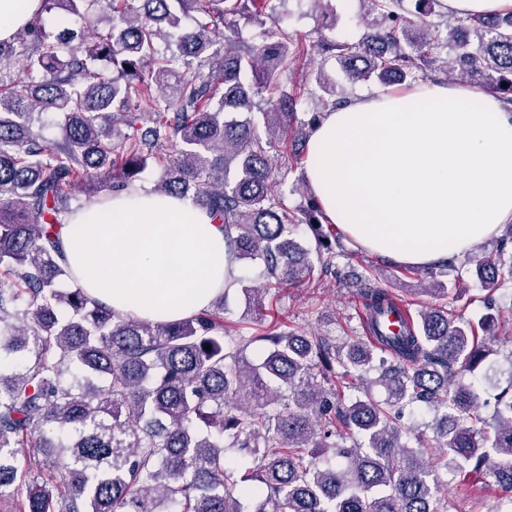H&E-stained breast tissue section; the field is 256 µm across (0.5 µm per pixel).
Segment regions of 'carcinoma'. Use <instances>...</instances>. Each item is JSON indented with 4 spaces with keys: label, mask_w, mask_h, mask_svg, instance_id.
Here are the masks:
<instances>
[{
    "label": "carcinoma",
    "mask_w": 512,
    "mask_h": 512,
    "mask_svg": "<svg viewBox=\"0 0 512 512\" xmlns=\"http://www.w3.org/2000/svg\"><path fill=\"white\" fill-rule=\"evenodd\" d=\"M41 13L0 41V499L15 512H448L427 459L454 473L492 474L512 494V394L496 399L492 430L477 426L479 397L464 381L490 354L469 323L423 305L396 332L382 317L397 297L366 284L365 326L376 342L335 347L272 324L255 363L224 338L220 294L183 320L154 324L112 310L61 262L67 190L129 189L155 142L179 141L156 191L192 198L224 225L239 261L261 263L275 286L310 279V251L291 237L273 160L250 112L259 98L267 143L288 144L295 97L281 73L305 52L284 30L258 46L213 36L229 17L254 20L271 0H41ZM363 0L368 32L355 44L320 40L352 81L383 87L420 72L476 81L512 107V13L458 21L442 58L426 6ZM93 17L91 35L49 32L42 14ZM164 44V49L157 48ZM508 87H502V84ZM160 92L145 132L139 103ZM57 113L63 137L37 130ZM312 202L306 223L328 264L332 242ZM512 224L495 254L475 259L487 300L512 280ZM210 349H204V346ZM378 372L384 402L336 400V366ZM410 406L434 413L430 438L399 424ZM350 444L333 440L334 428ZM253 466H224V439ZM33 457L43 473L25 467Z\"/></svg>",
    "instance_id": "carcinoma-1"
}]
</instances>
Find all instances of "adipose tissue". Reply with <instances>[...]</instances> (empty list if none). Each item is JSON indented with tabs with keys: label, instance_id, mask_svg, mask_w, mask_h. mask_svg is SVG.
Segmentation results:
<instances>
[{
	"label": "adipose tissue",
	"instance_id": "adipose-tissue-1",
	"mask_svg": "<svg viewBox=\"0 0 512 512\" xmlns=\"http://www.w3.org/2000/svg\"><path fill=\"white\" fill-rule=\"evenodd\" d=\"M305 178L353 248L418 268L462 258L512 223V112L432 80L381 90L321 114ZM61 243L78 286L152 323L206 309L241 275L222 225L147 187L86 204Z\"/></svg>",
	"mask_w": 512,
	"mask_h": 512
}]
</instances>
